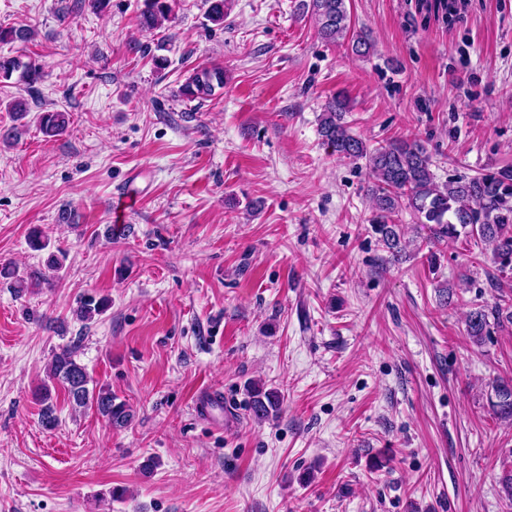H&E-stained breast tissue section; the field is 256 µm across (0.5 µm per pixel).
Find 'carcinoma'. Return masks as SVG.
I'll return each mask as SVG.
<instances>
[{
    "mask_svg": "<svg viewBox=\"0 0 512 512\" xmlns=\"http://www.w3.org/2000/svg\"><path fill=\"white\" fill-rule=\"evenodd\" d=\"M348 0H301L300 9L315 24L322 39L328 42L351 38L352 50L367 55L372 44L362 35H350L351 14ZM177 0H144L140 28L151 32L170 19ZM30 84L40 78V67L18 57L0 58V78L13 73ZM224 87V69L202 67L194 70L180 86V95L189 102L212 97L215 89ZM349 101L343 96L328 103L319 120V134L341 157L366 160L375 180L371 189L375 216L371 224L378 242L391 256L403 251L401 225L394 222L399 208L411 210L420 223L430 225L433 239L444 241L461 236L473 241L480 253L487 255L503 276H512V170L488 171L479 176H461L440 185L431 171V156L418 141L395 140L385 146L369 149L355 136L345 114ZM70 123L66 112H42L39 126L49 136L64 133ZM109 306L105 297L88 295L79 299L75 315L82 322L103 314ZM512 326V303L496 302L470 310L466 318V335L481 344L491 325ZM62 386L75 409L94 410L115 428L128 426L133 418L130 406L118 399L112 390L96 387L87 369L77 361V345L60 347L52 355L48 382L39 388L42 427L53 430L58 425L56 405L50 385ZM489 404L496 419L512 423V379L495 380L489 385ZM280 396L261 383L251 386V411L258 419L277 415Z\"/></svg>",
    "mask_w": 512,
    "mask_h": 512,
    "instance_id": "obj_1",
    "label": "carcinoma"
}]
</instances>
